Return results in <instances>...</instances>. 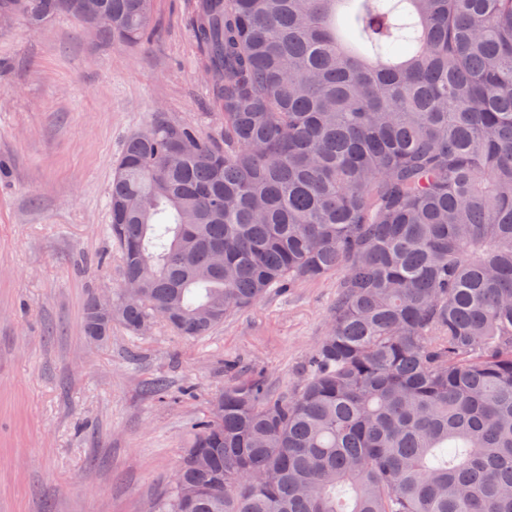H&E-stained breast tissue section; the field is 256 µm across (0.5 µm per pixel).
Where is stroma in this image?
I'll use <instances>...</instances> for the list:
<instances>
[{
	"mask_svg": "<svg viewBox=\"0 0 512 512\" xmlns=\"http://www.w3.org/2000/svg\"><path fill=\"white\" fill-rule=\"evenodd\" d=\"M193 9L154 0L134 47L65 15L0 24V512H148L224 387L258 377L290 395L327 331L335 275L272 289L202 337L159 318L83 334L87 299L124 286L109 198L126 141L161 120L224 144Z\"/></svg>",
	"mask_w": 512,
	"mask_h": 512,
	"instance_id": "stroma-1",
	"label": "stroma"
}]
</instances>
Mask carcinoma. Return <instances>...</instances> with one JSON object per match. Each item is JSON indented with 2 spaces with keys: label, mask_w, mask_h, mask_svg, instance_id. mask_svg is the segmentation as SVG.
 Masks as SVG:
<instances>
[{
  "label": "carcinoma",
  "mask_w": 512,
  "mask_h": 512,
  "mask_svg": "<svg viewBox=\"0 0 512 512\" xmlns=\"http://www.w3.org/2000/svg\"><path fill=\"white\" fill-rule=\"evenodd\" d=\"M139 45L153 0H99ZM32 28L58 0H0ZM224 149L154 122L115 165L132 333L203 336L340 274L300 388L224 389L150 512H512V0H197ZM112 319L90 299L83 332Z\"/></svg>",
  "instance_id": "cac0c4a2"
}]
</instances>
